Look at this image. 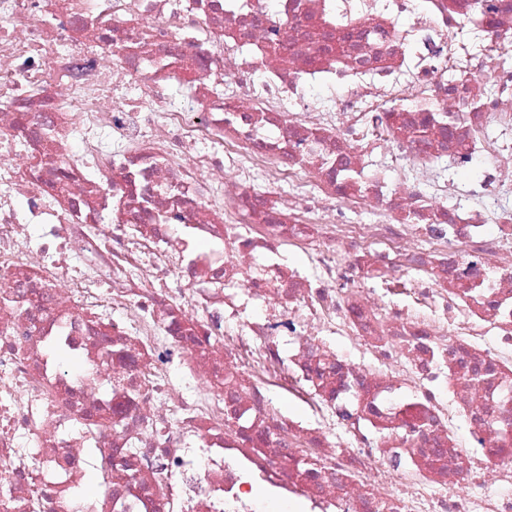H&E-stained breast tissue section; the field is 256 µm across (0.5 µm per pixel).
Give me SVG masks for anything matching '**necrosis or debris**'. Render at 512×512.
<instances>
[{
    "mask_svg": "<svg viewBox=\"0 0 512 512\" xmlns=\"http://www.w3.org/2000/svg\"><path fill=\"white\" fill-rule=\"evenodd\" d=\"M510 50L512 0H0V512H512Z\"/></svg>",
    "mask_w": 512,
    "mask_h": 512,
    "instance_id": "4bbe7bcc",
    "label": "necrosis or debris"
}]
</instances>
